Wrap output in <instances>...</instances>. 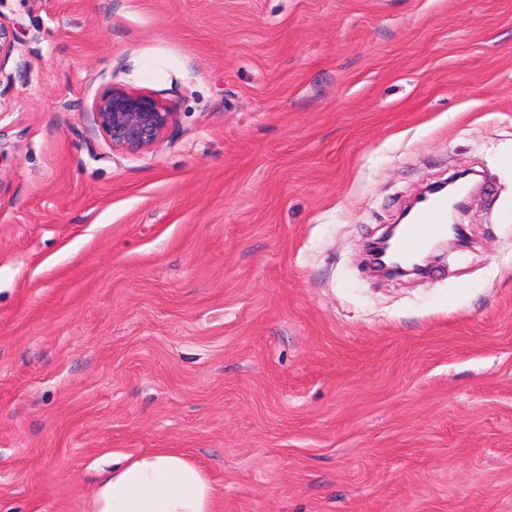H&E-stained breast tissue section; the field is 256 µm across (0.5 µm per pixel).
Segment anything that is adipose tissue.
<instances>
[{
    "mask_svg": "<svg viewBox=\"0 0 512 512\" xmlns=\"http://www.w3.org/2000/svg\"><path fill=\"white\" fill-rule=\"evenodd\" d=\"M87 512H220L208 473L166 450L125 455L98 468Z\"/></svg>",
    "mask_w": 512,
    "mask_h": 512,
    "instance_id": "1",
    "label": "adipose tissue"
}]
</instances>
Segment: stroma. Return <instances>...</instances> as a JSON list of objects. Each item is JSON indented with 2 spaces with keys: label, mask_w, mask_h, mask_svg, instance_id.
<instances>
[{
  "label": "stroma",
  "mask_w": 512,
  "mask_h": 512,
  "mask_svg": "<svg viewBox=\"0 0 512 512\" xmlns=\"http://www.w3.org/2000/svg\"><path fill=\"white\" fill-rule=\"evenodd\" d=\"M0 512L163 448L223 512H512V0H0ZM176 114L113 151L112 83ZM472 169L468 249L365 245ZM394 228L390 229L389 232L380 241L374 242L368 245L369 255L372 257V264L369 258V264L373 270L379 273L383 277L394 278L409 276L412 274H421L424 270V266L419 264H413L410 268L403 267L401 263L397 261H390L389 263L383 260L385 257L386 244L388 240L394 235Z\"/></svg>",
  "instance_id": "1"
}]
</instances>
